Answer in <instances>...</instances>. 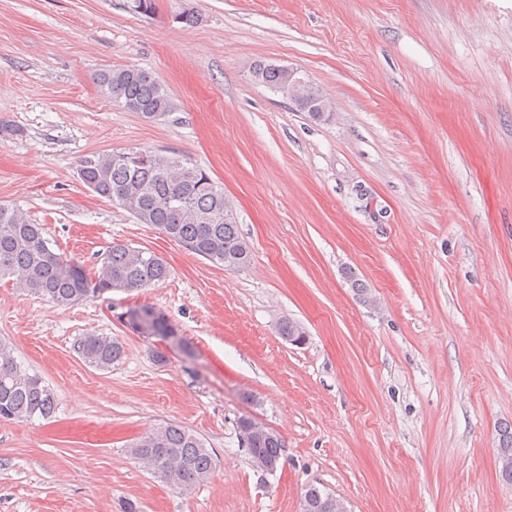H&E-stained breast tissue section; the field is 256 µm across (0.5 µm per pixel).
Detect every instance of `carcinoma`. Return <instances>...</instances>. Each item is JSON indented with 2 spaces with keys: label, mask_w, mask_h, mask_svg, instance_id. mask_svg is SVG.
I'll return each instance as SVG.
<instances>
[{
  "label": "carcinoma",
  "mask_w": 512,
  "mask_h": 512,
  "mask_svg": "<svg viewBox=\"0 0 512 512\" xmlns=\"http://www.w3.org/2000/svg\"><path fill=\"white\" fill-rule=\"evenodd\" d=\"M255 81L288 97V71L258 63ZM103 95L124 109L141 111L155 120L173 110L163 84L151 72L137 67L106 71L97 77ZM81 182L94 194L125 209L138 223L150 224L169 238L184 243L192 252L227 269L244 267L250 256L224 188L198 166L179 156L147 149L84 156L79 163ZM168 267L156 254L125 245L111 246L102 259L97 279L91 281L82 268L50 248L45 230L31 223L17 206L0 204V281L7 279L30 294L57 306L75 305L97 292L149 288L166 279ZM145 323L139 332L174 336L175 329L153 308H142ZM279 335L290 342L305 331L284 320ZM90 365L108 370L124 353L122 344L108 336H87L78 344ZM57 408V396L43 378L22 367L12 349L0 343V420L48 419ZM240 435L253 438L254 464H280L284 440L271 428H254L248 417L238 420ZM130 455L142 467L176 488L189 490L214 473L216 462L203 442L188 428L169 423L130 446ZM498 458L501 477L512 483V431L500 434ZM302 512H336L327 492L306 489Z\"/></svg>",
  "instance_id": "obj_1"
}]
</instances>
